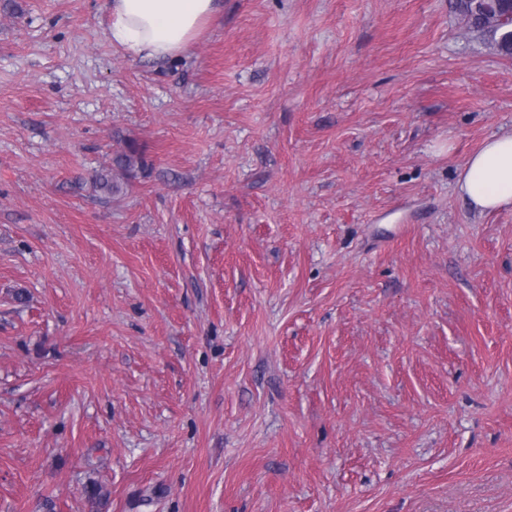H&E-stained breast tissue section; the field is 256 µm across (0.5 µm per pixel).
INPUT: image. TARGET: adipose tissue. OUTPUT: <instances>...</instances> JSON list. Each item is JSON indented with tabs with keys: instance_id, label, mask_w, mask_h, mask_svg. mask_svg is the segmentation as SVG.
Listing matches in <instances>:
<instances>
[{
	"instance_id": "obj_1",
	"label": "adipose tissue",
	"mask_w": 512,
	"mask_h": 512,
	"mask_svg": "<svg viewBox=\"0 0 512 512\" xmlns=\"http://www.w3.org/2000/svg\"><path fill=\"white\" fill-rule=\"evenodd\" d=\"M220 9V0H107L108 38L134 57H173ZM459 188L480 210L512 205V133L489 138L468 158Z\"/></svg>"
}]
</instances>
